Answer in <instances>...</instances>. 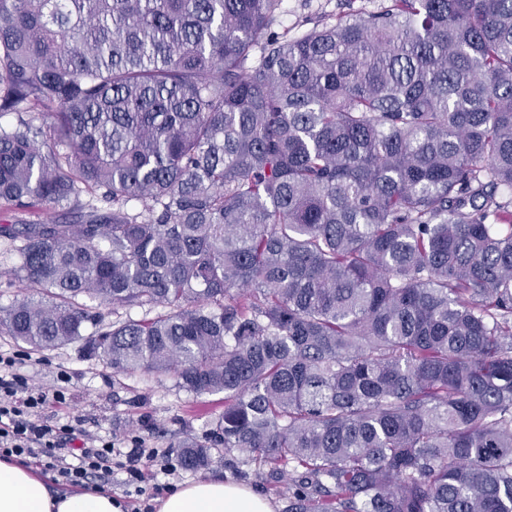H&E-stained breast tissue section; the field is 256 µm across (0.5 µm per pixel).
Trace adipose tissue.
<instances>
[{"label":"adipose tissue","mask_w":512,"mask_h":512,"mask_svg":"<svg viewBox=\"0 0 512 512\" xmlns=\"http://www.w3.org/2000/svg\"><path fill=\"white\" fill-rule=\"evenodd\" d=\"M0 512H125L104 492H53L33 469L0 461ZM158 512H274L271 502L232 482L201 479L161 498Z\"/></svg>","instance_id":"ef3b65f1"}]
</instances>
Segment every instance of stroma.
I'll return each instance as SVG.
<instances>
[{
  "mask_svg": "<svg viewBox=\"0 0 512 512\" xmlns=\"http://www.w3.org/2000/svg\"><path fill=\"white\" fill-rule=\"evenodd\" d=\"M340 11V0H282L275 29L288 31L292 36L301 34L334 21ZM0 353L28 358V371L47 386L55 384L58 371H66L74 395L73 414L83 417L88 429L103 435L145 432L154 446L170 450L183 440L203 439L224 411L223 395L194 396L179 389L170 377L113 374L101 359L89 355L80 341L35 351L0 334ZM198 479L231 480L246 485L268 497L275 512L287 510V475L271 474L266 464L251 456L236 451H213L208 467L180 470L173 483L179 486Z\"/></svg>",
  "mask_w": 512,
  "mask_h": 512,
  "instance_id": "1",
  "label": "stroma"
}]
</instances>
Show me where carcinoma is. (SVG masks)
Masks as SVG:
<instances>
[{"label": "carcinoma", "instance_id": "1", "mask_svg": "<svg viewBox=\"0 0 512 512\" xmlns=\"http://www.w3.org/2000/svg\"><path fill=\"white\" fill-rule=\"evenodd\" d=\"M281 2L0 0V333L224 395L179 464L288 512H512V0ZM340 3V0H283L274 30L282 33L288 29V35L293 36L308 32L317 25L334 22L344 7Z\"/></svg>", "mask_w": 512, "mask_h": 512}]
</instances>
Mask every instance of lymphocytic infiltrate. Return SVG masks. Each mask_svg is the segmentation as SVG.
Masks as SVG:
<instances>
[{"label":"lymphocytic infiltrate","instance_id":"1","mask_svg":"<svg viewBox=\"0 0 512 512\" xmlns=\"http://www.w3.org/2000/svg\"><path fill=\"white\" fill-rule=\"evenodd\" d=\"M24 366L23 358L0 354V458H18L73 486L92 476L108 483L120 471L124 486L137 494L154 498L170 491L177 469L165 453L142 435L103 437L87 429L70 413L67 374L58 372L56 384L47 387ZM50 408L55 417L47 416Z\"/></svg>","mask_w":512,"mask_h":512}]
</instances>
